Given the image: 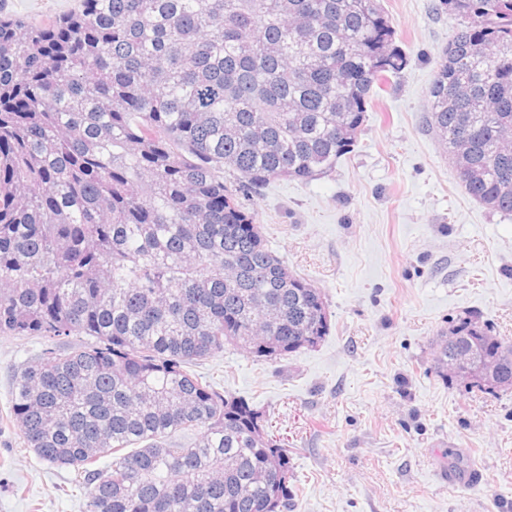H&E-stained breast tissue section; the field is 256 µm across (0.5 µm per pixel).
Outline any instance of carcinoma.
I'll return each mask as SVG.
<instances>
[{
    "label": "carcinoma",
    "instance_id": "carcinoma-1",
    "mask_svg": "<svg viewBox=\"0 0 512 512\" xmlns=\"http://www.w3.org/2000/svg\"><path fill=\"white\" fill-rule=\"evenodd\" d=\"M445 2L464 25L426 125L465 193L511 214L512 0ZM405 65L378 0H80L0 18V332L88 337L27 363L11 413L40 460L76 472L87 512L288 506V449L190 366L227 346L314 348L328 311L221 171L258 185L331 169ZM435 370L508 391L512 345L460 318ZM180 431L194 442H168Z\"/></svg>",
    "mask_w": 512,
    "mask_h": 512
}]
</instances>
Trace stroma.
<instances>
[{
	"instance_id": "35a3bbf8",
	"label": "stroma",
	"mask_w": 512,
	"mask_h": 512,
	"mask_svg": "<svg viewBox=\"0 0 512 512\" xmlns=\"http://www.w3.org/2000/svg\"><path fill=\"white\" fill-rule=\"evenodd\" d=\"M381 3L408 64L353 150L311 180L252 187L224 172L268 248L320 288L328 335L276 361L228 347L194 371L264 411L293 467L287 512H512V392L478 395L434 370L457 318L512 344V215L465 194L424 122L460 18L443 0ZM77 4L0 0V13L38 22ZM79 343L0 335V512H87L72 470L26 448L10 410L25 363ZM445 462L477 466L482 482L449 486Z\"/></svg>"
}]
</instances>
